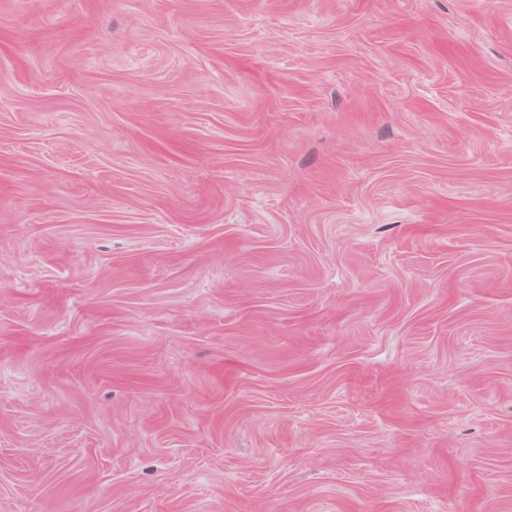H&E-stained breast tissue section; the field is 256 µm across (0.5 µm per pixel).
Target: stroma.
Wrapping results in <instances>:
<instances>
[{
  "instance_id": "1",
  "label": "stroma",
  "mask_w": 512,
  "mask_h": 512,
  "mask_svg": "<svg viewBox=\"0 0 512 512\" xmlns=\"http://www.w3.org/2000/svg\"><path fill=\"white\" fill-rule=\"evenodd\" d=\"M0 512H512V0H0Z\"/></svg>"
}]
</instances>
